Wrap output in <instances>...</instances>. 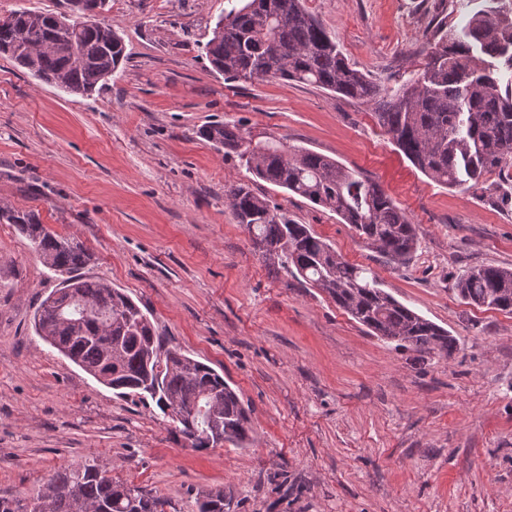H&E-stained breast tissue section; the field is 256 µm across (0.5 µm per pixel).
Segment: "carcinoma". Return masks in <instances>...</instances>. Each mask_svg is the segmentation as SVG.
I'll return each mask as SVG.
<instances>
[{
    "instance_id": "carcinoma-1",
    "label": "carcinoma",
    "mask_w": 512,
    "mask_h": 512,
    "mask_svg": "<svg viewBox=\"0 0 512 512\" xmlns=\"http://www.w3.org/2000/svg\"><path fill=\"white\" fill-rule=\"evenodd\" d=\"M487 2L462 27L440 21L421 71L390 91L349 63L303 0H225L201 54L230 80L309 83L373 102L378 123L424 175L450 188H481L488 172L512 167V0ZM66 15L20 9L0 17V53L48 84L90 96L126 61L125 45L98 21L72 33L70 50L59 43ZM199 135L238 158L254 178L334 212L388 261L403 264L416 252V226L377 182L314 151L255 142L227 122H212ZM226 200L275 272L327 294L372 335L423 358L457 350L448 332L379 288L368 269L344 261L250 183L231 186ZM0 216L62 276L34 315L37 336L99 383L154 401L190 447H249V410L224 376L165 346L122 290L85 277L92 254L82 243L31 215L0 209ZM456 290L468 304L512 312V269L471 267ZM168 505L151 490L113 480L95 459L55 472L30 498L0 492V512H166ZM228 510L222 488L197 498L196 512Z\"/></svg>"
}]
</instances>
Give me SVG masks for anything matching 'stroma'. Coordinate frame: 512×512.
<instances>
[{
	"mask_svg": "<svg viewBox=\"0 0 512 512\" xmlns=\"http://www.w3.org/2000/svg\"><path fill=\"white\" fill-rule=\"evenodd\" d=\"M347 60L390 90L419 71L437 22L479 0H305ZM224 0H110L128 58L91 97L0 55V204L90 251L167 346L223 374L250 447H189L152 402L119 397L36 336L59 277L0 218V491L35 493L88 458L191 512L223 488L234 512H512V314L465 303L476 265L512 269L510 170L485 192L415 168L371 103L310 84L234 81L201 54ZM223 121L376 181L415 224L389 263L335 213L262 181L199 136ZM251 181L385 291L448 331L451 357L396 348L318 289L275 274L225 203Z\"/></svg>",
	"mask_w": 512,
	"mask_h": 512,
	"instance_id": "stroma-1",
	"label": "stroma"
}]
</instances>
